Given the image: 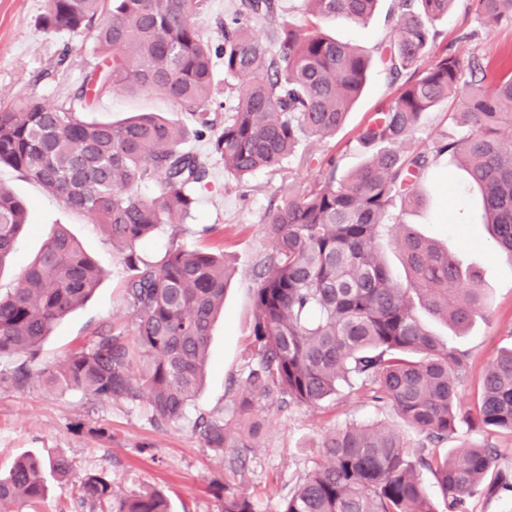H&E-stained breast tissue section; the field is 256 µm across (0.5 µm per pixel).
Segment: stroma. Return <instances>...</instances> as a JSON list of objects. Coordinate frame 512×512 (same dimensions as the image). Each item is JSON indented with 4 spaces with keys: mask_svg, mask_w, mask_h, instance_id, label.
I'll list each match as a JSON object with an SVG mask.
<instances>
[{
    "mask_svg": "<svg viewBox=\"0 0 512 512\" xmlns=\"http://www.w3.org/2000/svg\"><path fill=\"white\" fill-rule=\"evenodd\" d=\"M390 0H380L366 21L322 22L324 33L378 57L392 36ZM45 0H0V104L35 97L59 104L68 101L86 75L101 62L92 42H75L66 33L43 28ZM433 54L451 53L462 60L478 58L488 78H495L504 56L512 57V25L480 30L463 0L437 22ZM398 82L374 68L345 125L325 140L302 139L294 157L280 170L256 173L246 183L225 173L219 157L210 155L209 137L191 138L187 150L208 156L209 172L193 190L191 218L168 225L139 246L141 257L159 261L172 246L223 253L234 274L224 293V310L216 318L201 387L185 415L173 425L151 419L146 405L129 407L92 398L77 390L45 387L40 372L63 363L89 345L100 329L130 321L123 295L129 277L111 238L95 219L67 208L14 169L1 165L0 182L29 204V225L0 270V291L15 288L17 278L41 251L57 225H65L105 271L100 287L84 306L62 319L28 357L33 376L25 387L8 383L16 357L0 359V474H8L25 455H62L71 463L68 477L47 476V492L36 502L20 503L15 512H88L79 500L80 479L105 475L121 494L162 491L171 512H219L210 484L224 475V462L206 448L194 427L198 416L232 413L245 379L253 326L254 267L270 249L264 216L270 203L308 186L318 175L316 161L335 156L341 172L359 166L363 155L355 137L378 107L392 100ZM168 101L155 93L119 91L91 104L88 118L117 122L137 112H167ZM314 164H306V157ZM405 223L424 237L449 248L465 249V263L480 277L489 308L465 334L453 333L434 318L430 330L443 342L469 354L464 392L474 396L479 379L502 346H512V261L498 256L487 242L482 200L466 173L449 156L436 159L419 185V199L407 207ZM261 426L252 454L253 466L238 473L237 483L251 496L256 512H278L282 494L320 455L324 434L349 423L382 424L410 443L419 440L390 409L375 407L364 392L342 394L316 408H277L260 403L252 416Z\"/></svg>",
    "mask_w": 512,
    "mask_h": 512,
    "instance_id": "stroma-1",
    "label": "stroma"
}]
</instances>
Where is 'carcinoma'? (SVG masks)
<instances>
[{
    "mask_svg": "<svg viewBox=\"0 0 512 512\" xmlns=\"http://www.w3.org/2000/svg\"><path fill=\"white\" fill-rule=\"evenodd\" d=\"M302 25L279 19L275 0H239L224 15L223 42L212 45L196 19L204 0H46L43 26L90 38L103 65L73 94L82 102L112 93H157L184 122L141 112L121 123L85 117L73 105L26 98L0 105V164H7L93 216L112 237L131 277L124 288L131 328L106 327L44 382L96 399L146 404L154 421L186 413L207 362L212 324L224 305L232 270L224 255L170 247L158 263L139 244L190 214L193 188L207 176L206 158L183 145L211 119L215 60L224 66V127L210 154L243 181L276 171L303 137L338 131L361 93L371 58L320 31L323 19L361 22L379 0H303ZM456 0H394V39L379 63L403 79L397 95L358 131L366 160L338 173L336 158L319 161V177L268 209L272 249L256 264L254 322L245 386L232 416L200 418L204 445L227 456L224 480L212 482L221 512H255L236 475L252 462L261 401L317 407L344 390H363L422 437L411 451L394 429L348 424L329 431L315 463L282 497L279 512H468L481 492L512 497V470L498 468L491 443L448 451L461 424L469 431L512 435V348L500 350L481 377L474 403L462 393L468 353L446 344L421 313L465 330L487 312L483 288L462 254L420 235L400 219L436 158L461 163L482 195L484 224L497 254L512 261V67L486 84L482 62L451 53L429 56L434 23ZM468 10L492 29L512 23V0H469ZM453 99L463 134L447 133L430 149L412 147L424 113ZM152 182L155 192L139 188ZM27 203L0 184V266L27 224ZM389 234L402 253L406 281L392 278L377 250ZM103 269L60 225L19 276L0 293V357L37 348L56 323L82 306ZM64 456L18 459L0 476V512L46 492L44 472L65 476ZM433 473L442 503L423 487ZM89 512H170L160 492L117 495L101 474L81 482Z\"/></svg>",
    "mask_w": 512,
    "mask_h": 512,
    "instance_id": "cac0c4a2",
    "label": "carcinoma"
}]
</instances>
